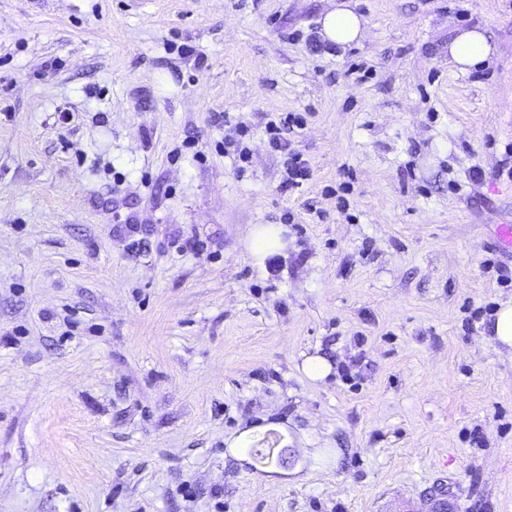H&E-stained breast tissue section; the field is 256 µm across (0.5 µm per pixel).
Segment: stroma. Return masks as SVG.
I'll list each match as a JSON object with an SVG mask.
<instances>
[{"label":"stroma","instance_id":"stroma-1","mask_svg":"<svg viewBox=\"0 0 512 512\" xmlns=\"http://www.w3.org/2000/svg\"><path fill=\"white\" fill-rule=\"evenodd\" d=\"M353 2L0 0V512H512V0ZM365 19L349 2H336L321 20L322 38L336 45L349 46L362 38ZM485 31L480 28H467L448 44V63L462 72L480 68L493 53ZM309 171L307 164L297 153L288 152L286 164V179L288 188H298L304 180L308 179ZM288 229L282 224H255L246 242L248 256L256 265H263L266 257L282 252L288 246ZM489 330L494 340L512 348V299L501 303ZM302 372L311 380L323 381L332 372V364L321 355H310L302 363ZM261 421L263 423L252 424L250 426L247 424L246 428H238L236 432L225 437L224 445L231 455L237 456L238 448H252V446L258 441L259 435L265 431H283L285 429V425L283 423L270 421L268 419V415L262 416Z\"/></svg>","mask_w":512,"mask_h":512}]
</instances>
